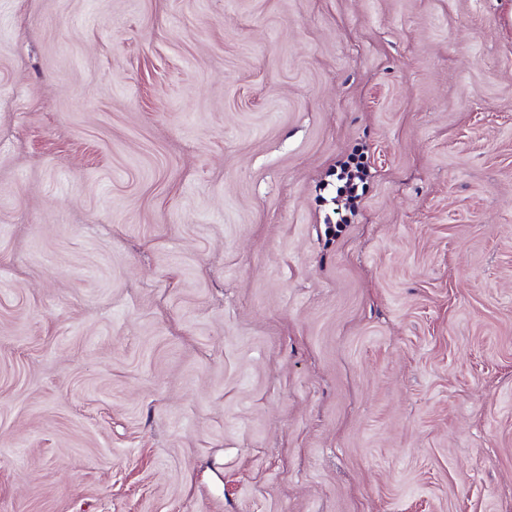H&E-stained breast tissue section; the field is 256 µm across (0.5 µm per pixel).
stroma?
<instances>
[{
	"instance_id": "obj_1",
	"label": "stroma",
	"mask_w": 512,
	"mask_h": 512,
	"mask_svg": "<svg viewBox=\"0 0 512 512\" xmlns=\"http://www.w3.org/2000/svg\"><path fill=\"white\" fill-rule=\"evenodd\" d=\"M0 512H512V0H0ZM338 168L336 179L340 185L336 188L337 197L345 195L346 200L357 199L360 196L359 187H363L370 174L368 165L363 161V154L340 162Z\"/></svg>"
}]
</instances>
